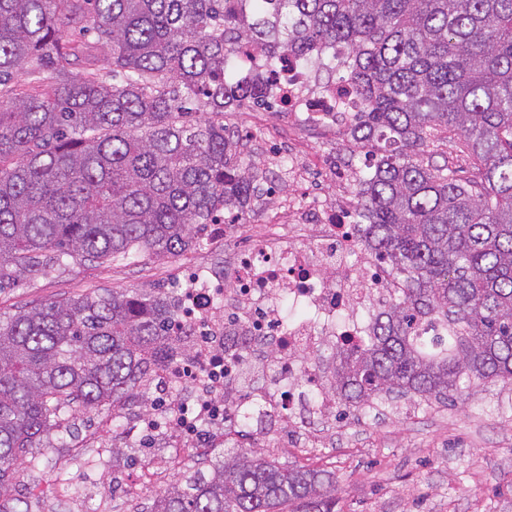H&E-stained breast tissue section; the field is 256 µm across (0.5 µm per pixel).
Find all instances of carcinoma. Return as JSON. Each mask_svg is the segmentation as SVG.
I'll return each mask as SVG.
<instances>
[{
    "mask_svg": "<svg viewBox=\"0 0 512 512\" xmlns=\"http://www.w3.org/2000/svg\"><path fill=\"white\" fill-rule=\"evenodd\" d=\"M244 40L284 63L346 45L365 104L361 241L402 288L364 349L322 361L341 400L512 381V0H0V287L48 252L60 269L179 255L215 212L245 215L258 188L224 136L259 98L234 69ZM450 140L479 183L425 156ZM172 314L97 288L0 319V512H31L13 466L38 467L57 422L140 396ZM141 512H336V480L242 452Z\"/></svg>",
    "mask_w": 512,
    "mask_h": 512,
    "instance_id": "carcinoma-1",
    "label": "carcinoma"
}]
</instances>
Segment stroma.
I'll return each mask as SVG.
<instances>
[{"mask_svg":"<svg viewBox=\"0 0 512 512\" xmlns=\"http://www.w3.org/2000/svg\"><path fill=\"white\" fill-rule=\"evenodd\" d=\"M283 120L275 110L255 111L246 102L226 113L227 130L249 134L241 158L261 175L276 149L261 136L264 127ZM207 262L210 252L71 264L60 271L46 266L33 278L0 290V314L96 288L162 293L184 259ZM112 413L85 415L68 433L50 432L37 454V469H23L13 488L26 494L33 512H72V492L98 487L117 492L113 512L128 504L151 503L136 483L137 466L129 450L112 458L108 475L99 476L71 460V446L87 433L109 435ZM276 447L280 462L305 470L335 473L340 485L336 512H512V384H486L465 403L444 406L432 399L404 397L376 404L367 413L337 407L317 424L303 447L286 435L275 441L256 436L247 452Z\"/></svg>","mask_w":512,"mask_h":512,"instance_id":"35a3bbf8","label":"stroma"}]
</instances>
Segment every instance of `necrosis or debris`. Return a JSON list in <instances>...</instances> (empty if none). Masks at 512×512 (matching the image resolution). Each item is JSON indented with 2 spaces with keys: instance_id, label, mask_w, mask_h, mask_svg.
I'll return each instance as SVG.
<instances>
[{
  "instance_id": "necrosis-or-debris-1",
  "label": "necrosis or debris",
  "mask_w": 512,
  "mask_h": 512,
  "mask_svg": "<svg viewBox=\"0 0 512 512\" xmlns=\"http://www.w3.org/2000/svg\"><path fill=\"white\" fill-rule=\"evenodd\" d=\"M239 55L246 79L316 132L340 131L361 108L346 83L322 77L312 61L291 59L283 77L255 44H241ZM355 209L350 193L316 204L291 199L276 209L277 231L229 253V225H206L201 243L219 259L185 263L166 284L175 352L152 365L141 383L151 406L126 415L121 431L126 447L146 453L147 486L167 484L171 474L169 457L147 446L186 448L187 467L211 460L226 439H249L236 414L246 351L279 353L272 364L255 362L266 383L251 402L264 423L292 426L300 440L335 412L340 398L316 358L363 349L374 315L397 288L362 249ZM284 296L306 308L308 319L285 321Z\"/></svg>"
}]
</instances>
